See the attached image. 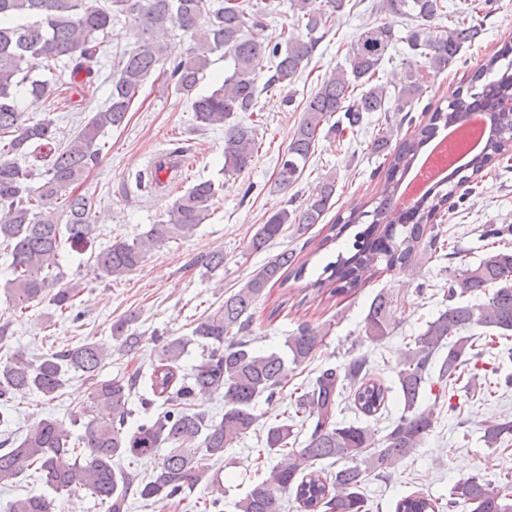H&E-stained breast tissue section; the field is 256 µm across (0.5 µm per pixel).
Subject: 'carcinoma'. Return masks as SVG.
<instances>
[{"label": "carcinoma", "instance_id": "carcinoma-1", "mask_svg": "<svg viewBox=\"0 0 512 512\" xmlns=\"http://www.w3.org/2000/svg\"><path fill=\"white\" fill-rule=\"evenodd\" d=\"M346 0H292L298 29H282L275 40L258 42L246 32L264 25L267 14L247 0H0V241L11 257L12 278L6 283L7 302L15 310L44 299L62 312L76 309L77 289L60 285V257L65 245L77 248L88 242L93 227L89 220L92 199L76 193L100 157L99 137L125 122L147 78L167 60L162 36L171 25L189 36L185 56L172 63L174 91L190 98L194 118L205 126L224 128V167L234 176L248 169L257 150L255 130L235 120L239 112L256 111L260 90L256 69L264 55L273 58V74L263 89L292 83L302 65L309 62L320 42L318 33ZM380 12L407 17L414 25L404 40L425 57L426 72L410 73L401 89L391 95L378 83L377 72L396 38L390 22L363 26L351 45L347 66H338L318 90L303 103V117L295 128L277 167L276 182L288 190L296 184L314 153L324 124L338 115L335 125L352 131L366 112H402L413 123L411 112L426 93L429 78L451 69L461 52L482 33L481 24L464 18L438 32L434 21L442 15V0H380ZM120 17L133 27L136 44L118 60L106 105L93 113L67 146L56 143V128L47 118L26 116L22 98H42L59 91L62 74H85L91 84L93 64L104 53L103 38L113 20ZM220 53L232 62L223 83L210 93L194 95L198 82ZM512 51H498L475 71L466 88L453 91L446 108H437L428 123L401 141L398 129L389 125L372 143L386 166L382 191L349 212L341 226L331 225L334 241L353 224L367 223L355 234L353 252L329 263L323 276L306 284L316 294L332 295L362 287L367 272L385 265L388 270L415 273L418 261L434 254L440 235L420 246L428 222L443 207L453 210V190L434 185L408 211L395 209L401 177L414 166L421 149L439 127L456 125L473 112L490 118L492 132L479 150L458 167L456 185L465 195L476 192L469 185L487 161L512 151ZM40 57L46 72L34 75L28 59ZM38 180L32 187L29 181ZM215 183L201 181L175 199L169 219L153 224L133 242L116 240L94 255L96 271L119 278L132 272L153 249L186 235L210 216ZM336 178L322 181L297 207L281 208L259 225L249 247L261 251L285 235L288 225L305 230L322 223L333 206ZM304 267L296 266L295 254L284 250L259 268L237 291L224 297L215 311L197 320L191 335L168 338L159 348L150 374L135 371L110 380L96 379L109 349L97 342L47 352L36 359L16 348L0 359V426L11 422L8 404L17 396L36 395L44 401L59 397L70 373L90 382V395L102 409L98 418L83 424L73 436L70 423L47 415L36 419L21 440L0 442V485L8 486L31 468L55 497L31 494L11 502L9 512H64V501L85 490L107 512H126L130 497L184 499V494L207 478V459H221L256 426L255 407L260 397L271 403L282 391L289 366L310 361L321 348L324 329L301 325L285 340L284 353H258L252 347L253 310L271 284L284 286L299 281ZM492 290L484 302L466 297ZM448 306L426 323L414 339L397 371L401 415L387 433L375 440L366 426L343 424L336 413L345 391H350L354 410L373 416L385 407L388 389L372 377L364 356L342 368L321 370L315 382L297 396L295 419L277 421L266 430L264 448L283 460L272 466L266 479L235 503L236 512H285L283 495L292 492L301 512H369L362 493L367 478L382 475L399 459L421 446L435 424L434 410L423 406L427 388L444 391L461 376L473 350L468 332L485 328L506 336L512 333V252L492 251L476 266L458 269L448 280ZM390 302L383 293L371 301L364 318V333L371 342L387 335ZM131 319L112 323V337L133 350L142 337L130 329ZM196 343L206 354L190 374L179 365L187 347ZM448 348L433 376L434 355ZM217 394L224 399L220 421L193 404L196 393ZM148 409L163 400V411L128 427L132 396ZM306 426L309 436L301 448L295 427ZM512 438V420L490 424L483 440L499 448ZM168 452L147 477L124 467L127 460H153L160 449ZM341 464L328 475L324 461ZM463 506L470 512H512V486L489 487L477 474L459 479L444 504L422 494L409 495L396 512H454Z\"/></svg>", "mask_w": 512, "mask_h": 512}]
</instances>
